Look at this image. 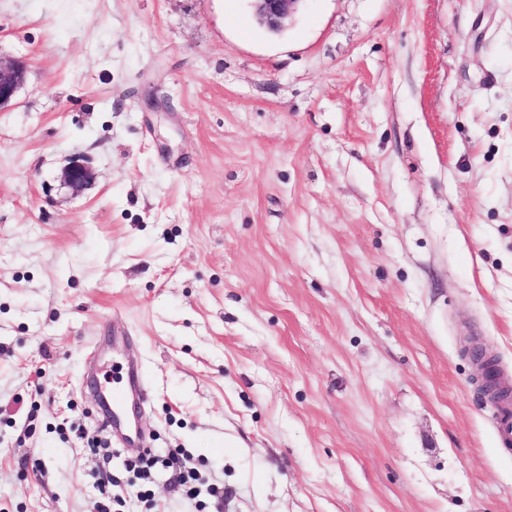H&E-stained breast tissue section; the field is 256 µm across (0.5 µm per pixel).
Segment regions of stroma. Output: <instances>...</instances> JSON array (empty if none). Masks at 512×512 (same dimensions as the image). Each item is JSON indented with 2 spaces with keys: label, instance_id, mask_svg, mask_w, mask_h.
<instances>
[{
  "label": "stroma",
  "instance_id": "1",
  "mask_svg": "<svg viewBox=\"0 0 512 512\" xmlns=\"http://www.w3.org/2000/svg\"><path fill=\"white\" fill-rule=\"evenodd\" d=\"M0 512H512V0H0ZM80 159L93 181L60 185ZM134 362L143 446L90 361ZM253 16L259 26L272 35H281L288 28L303 0H250ZM26 63L0 56V109L9 106L23 84Z\"/></svg>",
  "mask_w": 512,
  "mask_h": 512
}]
</instances>
